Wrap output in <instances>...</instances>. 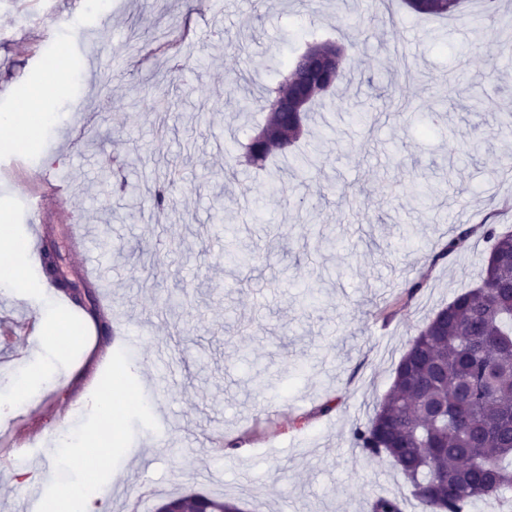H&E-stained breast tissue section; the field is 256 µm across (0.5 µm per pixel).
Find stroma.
<instances>
[{"label": "stroma", "mask_w": 512, "mask_h": 512, "mask_svg": "<svg viewBox=\"0 0 512 512\" xmlns=\"http://www.w3.org/2000/svg\"><path fill=\"white\" fill-rule=\"evenodd\" d=\"M0 0V113L13 112L48 62L71 81L45 107L54 123L22 151L0 150V221L29 226L22 197L43 199L39 222L54 228L64 263L80 270L103 256L112 307V358L85 351L92 318L58 309L80 341L63 355L34 353L47 332L36 314L45 295L0 297V320L27 318L0 342V387L25 364L53 373L28 408L53 435L62 412L74 433L102 430L81 402L88 384L127 378L139 405L120 403L112 469L89 483L109 512L138 501L202 492L243 512H371L395 495L416 512L412 488L389 458L366 456L351 433L367 423L394 370L433 313L475 287L490 244L435 260L460 226L493 217L512 231V0H465L441 19L404 12L371 19L372 0ZM347 47V83L315 115L318 170L288 168L291 198L263 172L224 175L264 115L226 107L245 88L276 82L270 58L315 41ZM182 37L189 66L163 83L159 43ZM67 168L63 196L50 175ZM438 191L416 200L422 177ZM173 208L154 207L156 183ZM232 208L223 239L217 204ZM97 228L87 253L74 223ZM427 284L390 317L382 311L411 282ZM320 301H307L308 291ZM332 410H324L327 400ZM36 488L0 469V512H29L32 493L51 496L79 472L35 450Z\"/></svg>", "instance_id": "1"}]
</instances>
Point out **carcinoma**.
<instances>
[{"label":"carcinoma","mask_w":512,"mask_h":512,"mask_svg":"<svg viewBox=\"0 0 512 512\" xmlns=\"http://www.w3.org/2000/svg\"><path fill=\"white\" fill-rule=\"evenodd\" d=\"M414 14L448 16L462 0H403ZM336 54V73L316 79V87L289 83L266 86L260 98L266 121L243 146L247 164L265 172L271 189L288 195V181L267 160L279 153L300 167L313 157L295 152L304 134L305 112H281L288 92L307 100L306 112L346 78L345 54L333 42H318L284 63L287 71L313 63L312 52ZM493 241L480 284L457 294L438 312L448 323L430 319L402 356L390 390L367 424L355 427L353 442L370 457L385 454L412 486L420 512H468L488 500H508L512 492V232L492 224L459 229L436 255L443 259L468 248L476 232ZM51 282L72 303L100 317L94 287L83 277ZM168 501L181 512H242L222 497L194 493ZM371 512H405L404 501L379 496Z\"/></svg>","instance_id":"cac0c4a2"}]
</instances>
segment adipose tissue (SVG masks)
<instances>
[{
    "mask_svg": "<svg viewBox=\"0 0 512 512\" xmlns=\"http://www.w3.org/2000/svg\"><path fill=\"white\" fill-rule=\"evenodd\" d=\"M67 74L49 67L41 84L28 97L20 110L0 115V147L17 149L34 143L52 124L51 113L42 108L46 98L53 96L65 83ZM34 276L26 243L13 231L12 225L0 224V295H25ZM52 456L72 459H94L98 466L111 467L112 442L96 434L84 436L79 443H51Z\"/></svg>",
    "mask_w": 512,
    "mask_h": 512,
    "instance_id": "1",
    "label": "adipose tissue"
}]
</instances>
